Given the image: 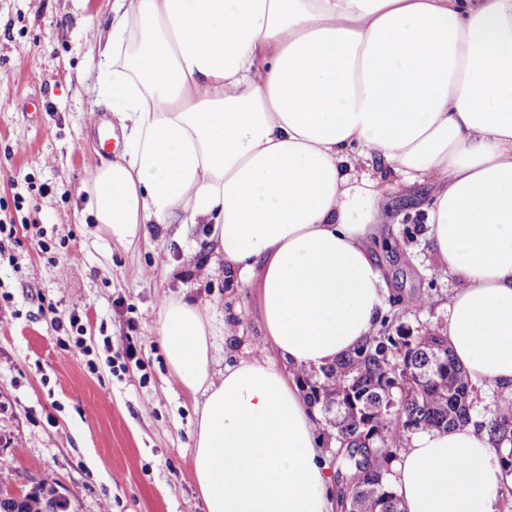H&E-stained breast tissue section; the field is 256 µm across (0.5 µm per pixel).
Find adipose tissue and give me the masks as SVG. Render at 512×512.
I'll return each instance as SVG.
<instances>
[{
  "instance_id": "ef3b65f1",
  "label": "adipose tissue",
  "mask_w": 512,
  "mask_h": 512,
  "mask_svg": "<svg viewBox=\"0 0 512 512\" xmlns=\"http://www.w3.org/2000/svg\"><path fill=\"white\" fill-rule=\"evenodd\" d=\"M101 55L124 148L91 172L99 231L211 225L266 332L261 357L216 377L208 313L161 304L169 370L206 395L205 512H332L318 414L288 371L374 331L389 176L431 189L427 235L461 283L443 326L456 361L512 389V0H113ZM390 482L405 512H498L497 448L472 425L417 432Z\"/></svg>"
}]
</instances>
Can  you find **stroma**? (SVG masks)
Listing matches in <instances>:
<instances>
[{
  "label": "stroma",
  "instance_id": "stroma-1",
  "mask_svg": "<svg viewBox=\"0 0 512 512\" xmlns=\"http://www.w3.org/2000/svg\"><path fill=\"white\" fill-rule=\"evenodd\" d=\"M111 11L112 0H0V203L19 224L0 241V472L54 489L64 512H202L192 434L204 396L169 372L160 302L211 307L217 373L260 356L264 327L253 289L209 250L208 225L147 224L123 245L85 210ZM428 202L425 188L393 184L379 250L386 295L431 293L406 310L416 331L442 327L459 286L425 235ZM74 315L90 354L70 344Z\"/></svg>",
  "mask_w": 512,
  "mask_h": 512
}]
</instances>
